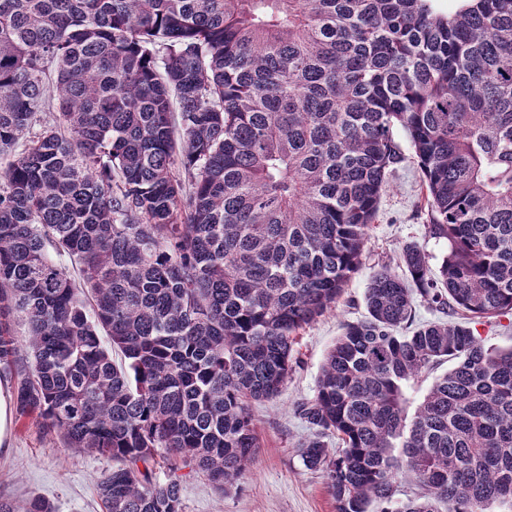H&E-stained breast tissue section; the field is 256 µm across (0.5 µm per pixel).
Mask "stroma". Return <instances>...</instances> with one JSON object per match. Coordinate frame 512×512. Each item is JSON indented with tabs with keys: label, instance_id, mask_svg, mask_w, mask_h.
I'll list each match as a JSON object with an SVG mask.
<instances>
[{
	"label": "stroma",
	"instance_id": "1",
	"mask_svg": "<svg viewBox=\"0 0 512 512\" xmlns=\"http://www.w3.org/2000/svg\"><path fill=\"white\" fill-rule=\"evenodd\" d=\"M395 136L406 160L388 178L359 270L335 308L300 331L280 396L251 406L260 444L251 471L224 494L201 473L182 467L186 512H336L323 474L306 469L297 455L299 443L310 433L297 408L313 398L320 366L344 324L365 315L364 293L372 272L396 264L408 242L421 245L434 265L446 251L444 243L426 233L421 171L407 135L399 129ZM109 467L103 458L46 436L36 420L16 417L8 446L0 450V497L21 502L41 496L54 502L58 512H103L97 479Z\"/></svg>",
	"mask_w": 512,
	"mask_h": 512
}]
</instances>
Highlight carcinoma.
Here are the masks:
<instances>
[{
  "mask_svg": "<svg viewBox=\"0 0 512 512\" xmlns=\"http://www.w3.org/2000/svg\"><path fill=\"white\" fill-rule=\"evenodd\" d=\"M397 128L448 250L371 275L298 456L336 512H512V348L476 329L512 314V0H0V154L25 140L0 171V380L112 460L105 512H185L158 457L223 493L250 470V403L359 270ZM416 292L461 320L404 333ZM401 474L424 495L393 501ZM452 363L444 362L440 365H438L434 370L430 371L429 373L425 374L421 380L419 381L418 385H416L414 388L409 389L407 391V399H408V405H409V412L411 413L418 403L419 399L422 397L423 393L429 387V385L432 383L434 377L436 375H440L444 373L445 371L450 368Z\"/></svg>",
  "mask_w": 512,
  "mask_h": 512,
  "instance_id": "carcinoma-1",
  "label": "carcinoma"
}]
</instances>
